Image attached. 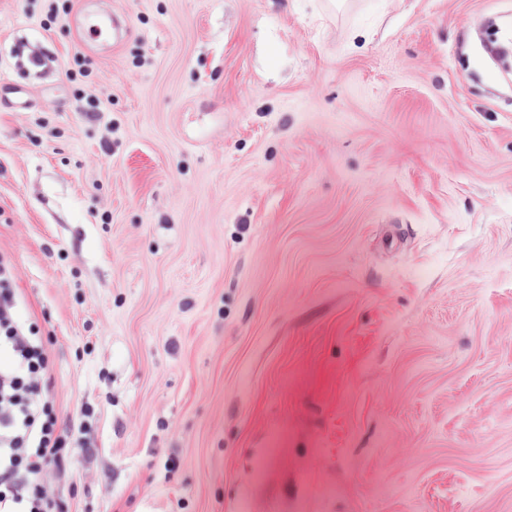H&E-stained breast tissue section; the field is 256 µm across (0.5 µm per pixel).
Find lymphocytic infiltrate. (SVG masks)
Listing matches in <instances>:
<instances>
[{
    "label": "lymphocytic infiltrate",
    "mask_w": 512,
    "mask_h": 512,
    "mask_svg": "<svg viewBox=\"0 0 512 512\" xmlns=\"http://www.w3.org/2000/svg\"><path fill=\"white\" fill-rule=\"evenodd\" d=\"M11 271L0 262V512H56L34 476L62 468L64 432L52 406L43 399L47 353L35 327L17 322Z\"/></svg>",
    "instance_id": "1"
}]
</instances>
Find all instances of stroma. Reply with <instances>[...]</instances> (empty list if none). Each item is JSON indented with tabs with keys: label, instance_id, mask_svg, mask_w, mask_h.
Here are the masks:
<instances>
[{
	"label": "stroma",
	"instance_id": "stroma-1",
	"mask_svg": "<svg viewBox=\"0 0 512 512\" xmlns=\"http://www.w3.org/2000/svg\"><path fill=\"white\" fill-rule=\"evenodd\" d=\"M126 28L84 48L79 8ZM512 0H0V260L59 512H512Z\"/></svg>",
	"mask_w": 512,
	"mask_h": 512
}]
</instances>
